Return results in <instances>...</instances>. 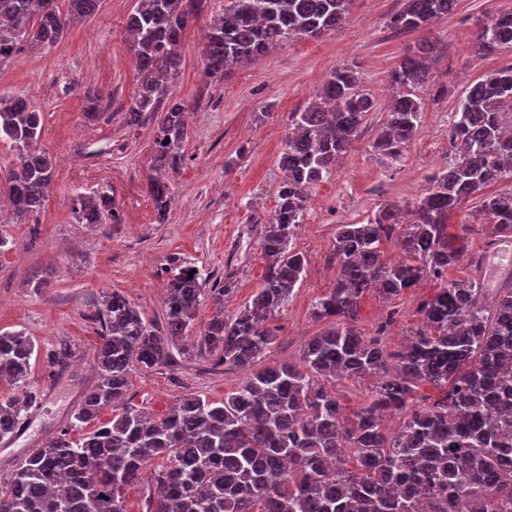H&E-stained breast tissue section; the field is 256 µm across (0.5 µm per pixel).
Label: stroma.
Here are the masks:
<instances>
[{"mask_svg": "<svg viewBox=\"0 0 512 512\" xmlns=\"http://www.w3.org/2000/svg\"><path fill=\"white\" fill-rule=\"evenodd\" d=\"M403 4L351 0L336 33L288 41L221 78L207 76L204 69L209 16L191 22L182 36V65L173 88L174 98L191 107V135L181 166L170 176L174 203L164 224L157 223L148 194L157 122L139 127L125 122L138 87L135 60L123 37L135 0H100L94 17L70 25L52 47L19 42L12 59L0 66V92L38 104L44 118L41 146L53 170L48 201L37 216L23 224L0 222V235L13 242L0 253V332L21 330L36 344L27 385L41 394L23 435L0 444V479L29 449L66 427L83 392L96 385L94 316L112 291L124 293L147 319L160 318L166 269L180 258L210 279L232 277L235 287L224 298L225 315H235L253 298L266 269L260 241L283 179L278 160L285 136L297 112L345 64L357 71L358 89L372 97L375 109L335 175L312 189L292 244L306 258L305 272L288 305L268 322L275 343L265 363L298 360L307 341L324 330L310 308L335 282L337 225L362 224L379 207L407 209L424 197L432 176L453 156L448 126L466 87L512 65V49L484 59L472 54L479 20L512 10V0H457L455 9L429 29L398 31L389 23ZM424 40L435 46L431 77L443 94L427 102L417 134L399 156L374 153L371 144L394 95L391 72ZM66 84L67 95L61 92ZM92 90L100 93L102 107L91 121L84 94ZM103 187L113 190L123 223L93 228L77 223L76 193ZM449 224L468 254L482 255L485 286L499 287L504 272H512V255L502 251L493 225L470 203L453 213ZM40 279L48 280V287H37ZM439 286L429 277L390 301L368 293L360 302L358 330L379 338L387 352L398 351L420 324L419 304ZM62 342L72 357L53 376L46 355ZM249 375L244 368L177 355L168 364L134 368L128 397L159 417L187 394L223 400Z\"/></svg>", "mask_w": 512, "mask_h": 512, "instance_id": "1", "label": "stroma"}]
</instances>
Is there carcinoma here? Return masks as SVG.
<instances>
[{
  "mask_svg": "<svg viewBox=\"0 0 512 512\" xmlns=\"http://www.w3.org/2000/svg\"><path fill=\"white\" fill-rule=\"evenodd\" d=\"M0 0V66L18 41L49 48L70 24L93 17L99 0ZM125 30L130 35L139 85L130 126L162 116L154 140L155 169L148 184L156 223L169 215L164 173L179 168L189 137V106L172 97L181 68V38L190 21L213 0H136ZM351 0H226L209 26L205 70L224 76L230 64H247L294 38L336 32ZM456 0H405L390 26L416 30L452 12ZM473 53L491 57L512 45V11L479 23ZM434 45L418 43L391 74L393 103L373 147L395 156L416 135L434 88L428 66ZM350 66L337 68L316 99L297 113L279 166L286 174L273 218L260 243L267 266L251 303L224 315L230 277L208 283L199 268L174 262L163 321L149 320L125 294L107 296L95 320L101 382L85 393L68 427L20 462L0 488V512H126L125 491L152 461L155 495L147 512H512V288L488 297L476 277L447 281L420 303V325L397 353L356 328L359 303L374 290L391 299L419 281L443 279L466 258L462 238L451 234L449 215L472 198L475 213L512 236V194L482 190L512 177V66L471 83L459 102L448 138L455 160L404 214L394 206L365 224L336 227V280L312 304L311 317L330 327L312 337L296 362L255 365L275 336L265 323L288 303L306 259L291 242L310 202V191L336 172L337 160L358 138L375 103L357 91ZM417 87L425 97L402 92ZM42 113L22 95L0 93V142L17 162L0 178L16 220L44 207L52 160L41 149ZM80 224H121L110 191L78 193ZM399 232L400 257L383 258V245ZM193 275H188V272ZM219 307L200 340L181 344L205 300ZM203 353L253 372L236 390L213 402L189 394L155 419L129 402L134 365L153 368L172 350ZM35 343L22 331L0 333V379L17 392L0 399V441L13 440L40 399L25 388ZM71 351L61 344L48 365L61 371ZM379 375L369 403L344 417L327 384ZM429 385L437 397L420 396ZM111 411L112 419L100 421ZM400 415L394 433L383 418ZM80 432L75 438L72 431Z\"/></svg>",
  "mask_w": 512,
  "mask_h": 512,
  "instance_id": "obj_1",
  "label": "carcinoma"
}]
</instances>
